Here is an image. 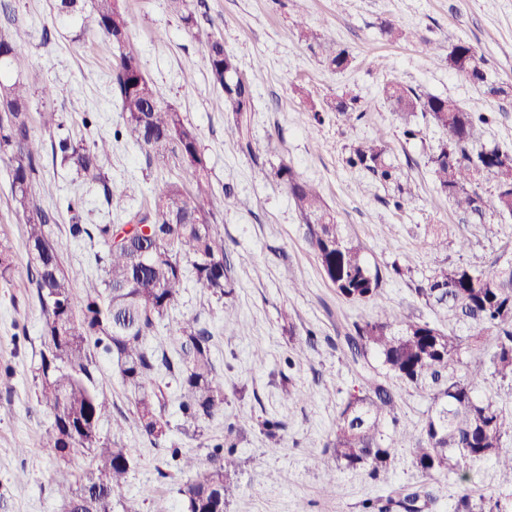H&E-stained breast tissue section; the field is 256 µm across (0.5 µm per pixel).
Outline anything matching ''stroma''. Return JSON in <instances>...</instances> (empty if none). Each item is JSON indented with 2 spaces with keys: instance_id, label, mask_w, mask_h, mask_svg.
I'll use <instances>...</instances> for the list:
<instances>
[{
  "instance_id": "stroma-1",
  "label": "stroma",
  "mask_w": 512,
  "mask_h": 512,
  "mask_svg": "<svg viewBox=\"0 0 512 512\" xmlns=\"http://www.w3.org/2000/svg\"><path fill=\"white\" fill-rule=\"evenodd\" d=\"M0 34L20 27L29 34L30 65L23 75L31 89L34 135L46 141L84 136L93 141L111 135L121 122L110 77L116 49L99 35L62 26L56 0H6ZM193 25L166 7V0H123L131 19L129 46L154 84L163 105L181 112L199 137L216 191H228L233 205L217 214L231 260L233 291L224 299L187 284L177 305L151 345L172 346L181 321L199 317L214 335L213 355L222 376L224 413L192 427L178 409V385L163 384L168 439L183 453L207 460L214 444L235 426L240 466L234 476L236 496L227 512H362L368 500L399 492L428 499L426 512H454L456 476H423L413 465L411 431L424 426L433 403L427 388L397 385L403 434L384 479L366 470L315 466L336 428L349 395L367 372L381 370L368 355L354 363L343 343L353 322L374 317L371 303L339 296L325 279L307 241L306 226L288 190L275 176L287 163L302 180L316 184L345 232L365 247L370 266L387 270L381 294L400 320L447 325L446 315L426 305L415 289L440 267L468 263L482 256L492 268L512 258V217L487 210L483 222L468 218L435 189L428 157L444 130L421 126L418 138L405 139L401 120L380 90L398 81L459 106L483 112L487 124L480 145L512 150V0H188ZM404 37L389 40L385 26ZM316 33L321 43L309 47L300 30ZM222 36L254 90L252 153L246 154L224 134V94L209 77L202 42ZM473 47L487 76L472 83L448 65L458 44ZM346 50L351 63L334 71L326 55ZM57 84L55 97L41 95L44 84ZM503 87L500 95L488 85ZM358 97L367 104L363 118L346 124L333 106L337 98ZM96 115L90 129L84 113ZM54 116L44 125L43 114ZM385 132L388 160L399 174L382 184L350 167L351 146ZM103 171L112 190L128 203L145 206L165 181L176 178L174 164L147 165L145 154L127 140L113 144ZM40 203L54 210L51 238L76 293L102 277L95 261L97 243L72 238L73 219L84 224H116L115 207L98 186L82 183L74 170L45 156L36 186ZM79 198L78 214L66 203ZM402 207H395V200ZM445 243L429 245L433 230ZM0 235L14 245V272L0 280V512H64L52 482L54 458L46 443L53 422L36 400L35 369L44 345L43 316L28 279L30 260L22 243L23 215L11 198L6 166L0 162ZM468 248H460V238ZM402 275L391 274L392 266ZM302 358H295L296 349ZM266 360L256 365L253 355ZM94 380L112 403L103 437L126 448L134 461L128 483L114 493L115 512H186L180 472L163 449L142 434L133 416L134 394L125 387L110 355L95 353ZM302 391L284 400V388ZM284 423L281 445L269 447L264 420ZM26 452H18V443ZM335 480L336 495L323 491Z\"/></svg>"
}]
</instances>
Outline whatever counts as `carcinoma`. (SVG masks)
<instances>
[{"mask_svg":"<svg viewBox=\"0 0 512 512\" xmlns=\"http://www.w3.org/2000/svg\"><path fill=\"white\" fill-rule=\"evenodd\" d=\"M71 2L60 0L61 25L95 30L120 49L111 90L123 123L113 138L133 142L150 163L173 157L181 169V176L165 182L150 206L123 209V223L69 226L73 238L95 239L104 247L97 258L103 271L100 287L77 294L51 239L55 214L34 193L46 146L29 125L30 95L20 81L0 80V160L9 168L11 195L24 218L31 283L44 316L46 341L36 379L38 402L54 414L48 447L56 463L57 486L66 512H113V493L127 482L133 460L126 449L100 436V421L111 412V404L94 385L91 348L112 356L122 382L134 393L135 421L155 443L166 440L168 434L165 395L158 384L164 375L178 383L179 409L187 422L197 425L224 414L213 335L198 318L180 324L178 346L170 351L150 348L147 341L174 309L187 277L219 300L224 299V289L231 287L224 236L213 227L216 215L228 206L230 193L215 192L196 130L180 112L161 105L138 55L124 50L130 21L121 3L91 0L87 11L81 4L70 7ZM27 36L17 31L0 37V56H6L0 70L12 72L28 64ZM203 45L213 83L224 91L225 111L231 113L224 133L250 154L252 86L239 79L238 61L221 39L208 36ZM448 66L475 84L486 80L480 60L465 43L448 53ZM382 96L404 120L406 139L420 134L414 123L418 116L446 132V139L428 159L440 194L482 219L484 199L477 186L490 176L495 181L492 208L501 216H512V152L476 146L479 125L488 121L485 115L464 111L448 98L424 94L397 81L386 83ZM335 109L348 120L358 121L365 114L357 98H339ZM109 146L110 140L103 136L90 145L65 137L51 143V153L71 163L84 182L101 185L110 203L112 190L101 165ZM347 163L384 183L399 178L397 168L387 160L383 132L353 146ZM275 176L288 188L306 224L308 243L336 293L377 307L376 317L353 323L344 341L354 362L373 352L385 373L369 375L361 391L342 407L326 451L336 464L365 469L373 479L380 478L388 469L393 448L384 427L398 423L391 380L414 386L430 383L437 393L414 449V467L428 477L458 469L454 512H512V448L504 447V439L512 437V419L491 398L477 396V387L485 380L484 365L468 366L465 374H458L464 339L477 345L489 333L495 336L489 356L492 376L512 380V261L488 271L471 262L440 268L416 289L426 304L447 311L448 320L461 328L462 335L446 333L425 321H397L381 301V269L367 264L363 245L343 232L320 191L284 163ZM12 267V242L1 236L0 276ZM284 428L279 421L262 423L263 434L274 448ZM235 453L233 426L227 428L224 443L213 447L206 464L171 449V458L182 462L180 469L192 472L183 489L187 512H224L233 495L230 469L236 465ZM84 454L91 455L92 468L71 485V460ZM488 458L496 459L508 488L476 499L468 466ZM419 500L412 492L367 501L363 509L421 512Z\"/></svg>","mask_w":512,"mask_h":512,"instance_id":"carcinoma-1","label":"carcinoma"}]
</instances>
